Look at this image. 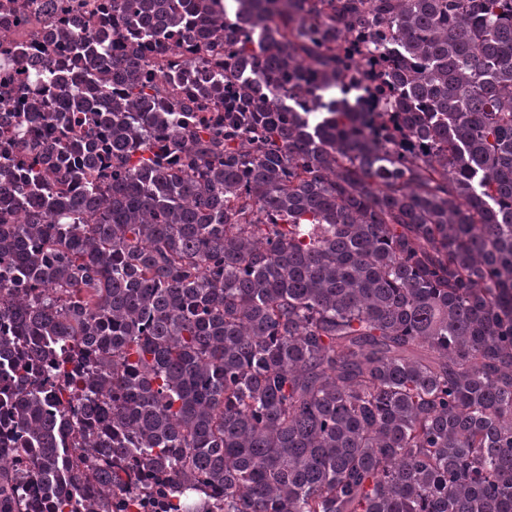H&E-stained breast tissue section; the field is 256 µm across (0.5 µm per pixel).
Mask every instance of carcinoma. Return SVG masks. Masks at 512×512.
<instances>
[{"label":"carcinoma","mask_w":512,"mask_h":512,"mask_svg":"<svg viewBox=\"0 0 512 512\" xmlns=\"http://www.w3.org/2000/svg\"><path fill=\"white\" fill-rule=\"evenodd\" d=\"M225 2L44 32L0 163V512L37 479L112 512L132 468L166 512H512V0Z\"/></svg>","instance_id":"cac0c4a2"}]
</instances>
